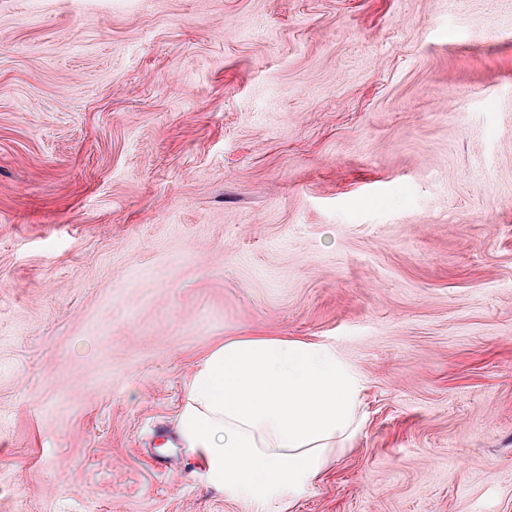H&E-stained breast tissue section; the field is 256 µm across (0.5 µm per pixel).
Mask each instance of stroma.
I'll list each match as a JSON object with an SVG mask.
<instances>
[{"mask_svg": "<svg viewBox=\"0 0 512 512\" xmlns=\"http://www.w3.org/2000/svg\"><path fill=\"white\" fill-rule=\"evenodd\" d=\"M252 334L365 385L290 512H512L504 0H0V512H256L166 444Z\"/></svg>", "mask_w": 512, "mask_h": 512, "instance_id": "obj_1", "label": "stroma"}]
</instances>
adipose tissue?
I'll use <instances>...</instances> for the list:
<instances>
[{"label":"adipose tissue","mask_w":512,"mask_h":512,"mask_svg":"<svg viewBox=\"0 0 512 512\" xmlns=\"http://www.w3.org/2000/svg\"><path fill=\"white\" fill-rule=\"evenodd\" d=\"M363 390L329 345L228 336L186 382L177 435L212 487L282 505L345 451L362 422Z\"/></svg>","instance_id":"obj_1"}]
</instances>
